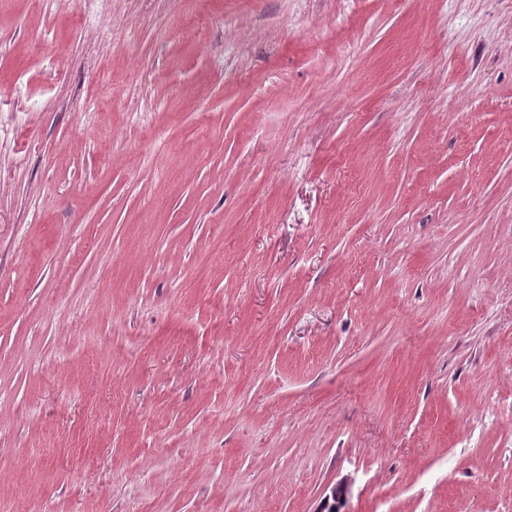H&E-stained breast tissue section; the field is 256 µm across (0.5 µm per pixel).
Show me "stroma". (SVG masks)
<instances>
[{
	"mask_svg": "<svg viewBox=\"0 0 512 512\" xmlns=\"http://www.w3.org/2000/svg\"><path fill=\"white\" fill-rule=\"evenodd\" d=\"M344 479L512 512V0H0V507Z\"/></svg>",
	"mask_w": 512,
	"mask_h": 512,
	"instance_id": "35a3bbf8",
	"label": "stroma"
}]
</instances>
